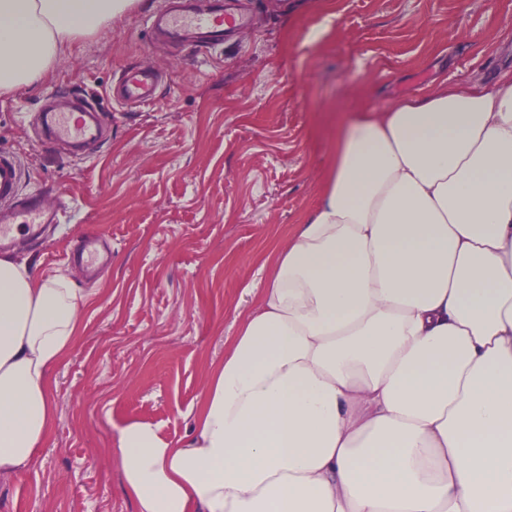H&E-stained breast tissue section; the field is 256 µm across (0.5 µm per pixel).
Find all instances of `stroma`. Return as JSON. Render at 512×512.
Instances as JSON below:
<instances>
[{
  "label": "stroma",
  "mask_w": 512,
  "mask_h": 512,
  "mask_svg": "<svg viewBox=\"0 0 512 512\" xmlns=\"http://www.w3.org/2000/svg\"><path fill=\"white\" fill-rule=\"evenodd\" d=\"M257 23L222 49L152 41L138 0L111 29L60 54L37 91L0 96V149L22 161V194L63 208L60 228L11 250L82 295L80 337L51 373L57 414L34 464L0 478V512H132L106 455L139 419L186 434L209 365L256 302L265 262L314 211L357 113L512 67V0H241ZM130 68L158 70L150 105L108 95ZM95 95L104 139L45 149L49 93ZM83 234L112 245L87 279L67 253Z\"/></svg>",
  "instance_id": "35a3bbf8"
}]
</instances>
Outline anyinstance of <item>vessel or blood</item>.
<instances>
[{"label":"vessel or blood","instance_id":"vessel-or-blood-1","mask_svg":"<svg viewBox=\"0 0 512 512\" xmlns=\"http://www.w3.org/2000/svg\"><path fill=\"white\" fill-rule=\"evenodd\" d=\"M233 0H167L165 8L147 16L145 24L157 38L178 41L184 38L209 48L223 45L224 38L238 27L249 24ZM160 83L156 75L137 69L123 73L114 88V98L123 106L140 105L154 100ZM103 130L93 105L84 99H74L64 111L50 110L42 115L40 142L43 147L65 141L75 147L99 141ZM22 166L14 153L0 152V250L10 249L17 233L40 236L51 224L60 223L62 215L46 210L38 194L21 196L19 183ZM73 262L97 276L112 263V251L106 240L97 234L81 238L71 255Z\"/></svg>","mask_w":512,"mask_h":512}]
</instances>
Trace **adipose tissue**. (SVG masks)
Returning <instances> with one entry per match:
<instances>
[{"label": "adipose tissue", "mask_w": 512, "mask_h": 512, "mask_svg": "<svg viewBox=\"0 0 512 512\" xmlns=\"http://www.w3.org/2000/svg\"><path fill=\"white\" fill-rule=\"evenodd\" d=\"M135 0H0V95ZM82 297L0 256V476L55 419ZM133 512H512V70L359 114L187 433L133 419Z\"/></svg>", "instance_id": "1"}]
</instances>
